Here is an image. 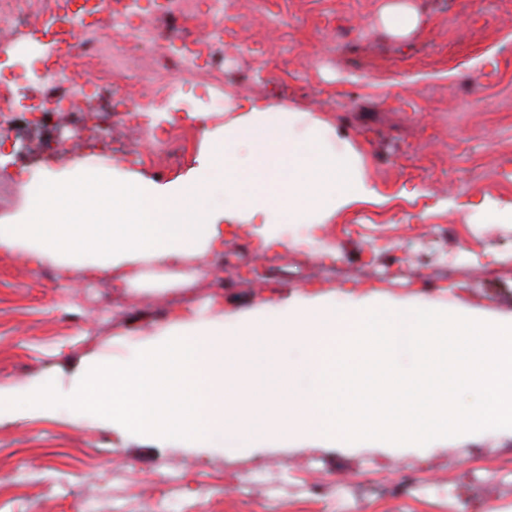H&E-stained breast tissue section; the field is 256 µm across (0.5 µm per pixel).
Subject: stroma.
I'll return each mask as SVG.
<instances>
[{
    "label": "stroma",
    "mask_w": 512,
    "mask_h": 512,
    "mask_svg": "<svg viewBox=\"0 0 512 512\" xmlns=\"http://www.w3.org/2000/svg\"><path fill=\"white\" fill-rule=\"evenodd\" d=\"M386 0H274L283 26L243 9L241 25L273 45L274 67L251 54L224 59L241 96L324 119L361 152L382 200L328 225L341 262L335 279L300 249L305 229L283 224L287 247L262 256L239 232L210 272L166 290L129 293L118 271L62 273L55 258L0 249V381L25 395L31 380L69 385L83 358H127L170 312L220 301L238 315L307 295L328 301L447 303L450 312L512 317V223L486 216L512 201V10L498 0H413L423 22L406 40L377 18ZM36 30L19 28L0 73L40 68ZM35 82L19 83L18 119L0 142V219L26 202L22 181L68 167L72 140L90 139V163L165 183L193 165L205 138L188 132L178 162L132 164L149 154L111 101L60 120ZM111 145L99 142L104 120ZM391 240L370 254L376 239ZM512 512V433L486 430L442 448L158 447L100 417L56 407L48 416L0 418V512Z\"/></svg>",
    "instance_id": "obj_1"
}]
</instances>
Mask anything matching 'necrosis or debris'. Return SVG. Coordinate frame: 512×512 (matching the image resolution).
<instances>
[{
  "label": "necrosis or debris",
  "mask_w": 512,
  "mask_h": 512,
  "mask_svg": "<svg viewBox=\"0 0 512 512\" xmlns=\"http://www.w3.org/2000/svg\"><path fill=\"white\" fill-rule=\"evenodd\" d=\"M208 15L215 25L203 39H165L157 20L196 21ZM241 0H0V41L9 39L18 26L34 27L49 42L44 77L51 85L64 86L53 97L55 111L68 113L91 104L104 91H111L117 105L137 119L135 130L151 143L158 155L177 156L186 138L183 126L165 123L161 109L170 100L184 104L188 118L205 122L206 112L224 109L223 92L214 90L206 74L221 69L225 54L245 50L266 57L268 48L238 35ZM107 27L117 48L112 69L101 85H93L99 42L95 32ZM85 31V40L74 38ZM202 74L195 87L205 111L186 102L182 74L186 67Z\"/></svg>",
  "instance_id": "obj_1"
}]
</instances>
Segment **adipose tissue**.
<instances>
[{"label": "adipose tissue", "mask_w": 512, "mask_h": 512, "mask_svg": "<svg viewBox=\"0 0 512 512\" xmlns=\"http://www.w3.org/2000/svg\"><path fill=\"white\" fill-rule=\"evenodd\" d=\"M380 26L404 39L420 25L410 0H386ZM378 192L362 156L336 129L292 107L228 103L189 172L166 185L136 174L90 168L46 170L27 185V204L0 223V247L25 244L32 261L64 267L89 259L106 270L137 265L132 288L162 285V264L202 266L227 245L224 227L251 224L262 251L283 246L274 224L316 234Z\"/></svg>", "instance_id": "adipose-tissue-1"}]
</instances>
